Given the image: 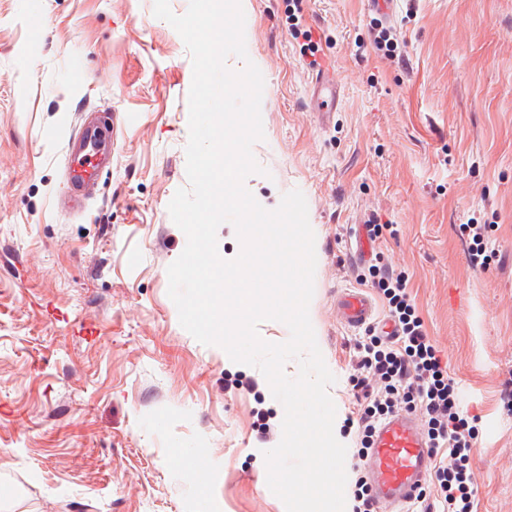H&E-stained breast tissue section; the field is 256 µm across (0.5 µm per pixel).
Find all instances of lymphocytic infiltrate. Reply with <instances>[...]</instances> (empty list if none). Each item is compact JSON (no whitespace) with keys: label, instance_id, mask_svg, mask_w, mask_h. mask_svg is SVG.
Here are the masks:
<instances>
[{"label":"lymphocytic infiltrate","instance_id":"f902f5d3","mask_svg":"<svg viewBox=\"0 0 512 512\" xmlns=\"http://www.w3.org/2000/svg\"><path fill=\"white\" fill-rule=\"evenodd\" d=\"M376 274L394 330L385 337L371 333L356 344L353 388L364 398L359 418L362 444L370 446L375 428L395 412L421 411L435 465L417 503L433 499L442 512H473L477 495L469 475L473 434L459 385L424 330L407 277L383 267Z\"/></svg>","mask_w":512,"mask_h":512}]
</instances>
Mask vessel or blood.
<instances>
[{
  "mask_svg": "<svg viewBox=\"0 0 512 512\" xmlns=\"http://www.w3.org/2000/svg\"><path fill=\"white\" fill-rule=\"evenodd\" d=\"M339 89L329 80L328 71H318L313 79L315 109L328 117L336 109ZM109 125L84 119L66 150L68 192L60 204L67 209L78 208L95 191L99 170L112 154ZM337 305L346 325L358 328L375 314L373 300L359 290L342 292ZM430 458L427 440L422 436L415 418L399 413L378 428L367 467L377 502L402 506L414 500L417 490L428 477Z\"/></svg>",
  "mask_w": 512,
  "mask_h": 512,
  "instance_id": "1",
  "label": "vessel or blood"
}]
</instances>
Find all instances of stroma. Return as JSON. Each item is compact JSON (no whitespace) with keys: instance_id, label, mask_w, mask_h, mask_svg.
Here are the masks:
<instances>
[{"instance_id":"35a3bbf8","label":"stroma","mask_w":512,"mask_h":512,"mask_svg":"<svg viewBox=\"0 0 512 512\" xmlns=\"http://www.w3.org/2000/svg\"><path fill=\"white\" fill-rule=\"evenodd\" d=\"M154 0H0V512H286L263 453L284 408L263 374L184 330L168 266L186 236L168 204L188 184L192 62ZM264 78V208L300 190L315 235L309 315L349 453L360 446L348 377L361 332L336 298L378 263L409 277L428 336L478 418L474 512H512V0H242ZM392 28L396 55L373 42ZM340 88L311 105L297 30ZM85 110L121 130L97 197L59 210L68 140ZM371 217L394 234L368 242ZM497 256L472 268L463 225Z\"/></svg>"}]
</instances>
